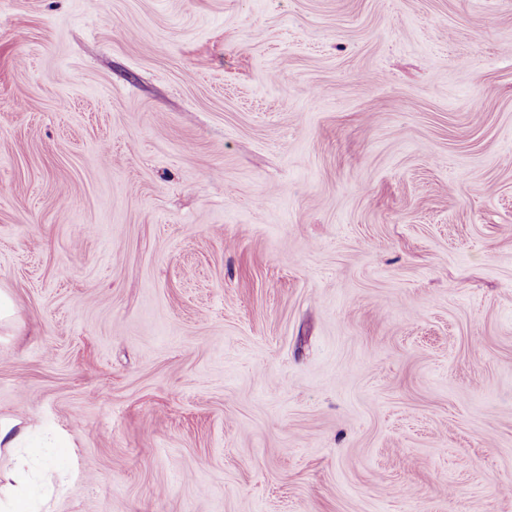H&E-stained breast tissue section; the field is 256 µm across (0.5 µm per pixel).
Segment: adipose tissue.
Segmentation results:
<instances>
[{"mask_svg":"<svg viewBox=\"0 0 512 512\" xmlns=\"http://www.w3.org/2000/svg\"><path fill=\"white\" fill-rule=\"evenodd\" d=\"M33 425L21 418H0V455L16 459V466L0 477V512H39L31 477L19 460Z\"/></svg>","mask_w":512,"mask_h":512,"instance_id":"obj_1","label":"adipose tissue"}]
</instances>
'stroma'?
Here are the masks:
<instances>
[{
    "mask_svg": "<svg viewBox=\"0 0 512 512\" xmlns=\"http://www.w3.org/2000/svg\"><path fill=\"white\" fill-rule=\"evenodd\" d=\"M0 289L50 512H512V0H0Z\"/></svg>",
    "mask_w": 512,
    "mask_h": 512,
    "instance_id": "35a3bbf8",
    "label": "stroma"
}]
</instances>
